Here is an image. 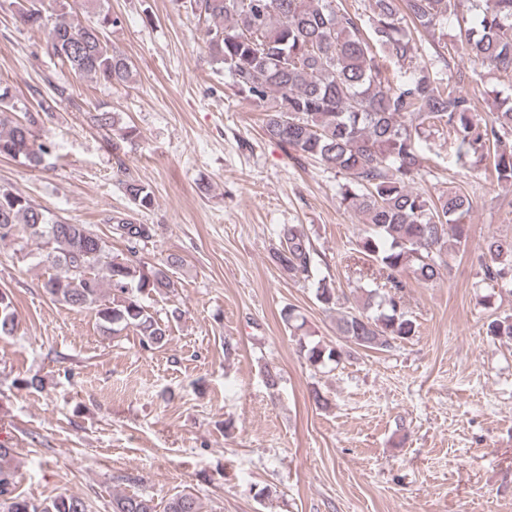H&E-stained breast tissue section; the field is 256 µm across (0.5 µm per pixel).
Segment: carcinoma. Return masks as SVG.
<instances>
[{"mask_svg":"<svg viewBox=\"0 0 512 512\" xmlns=\"http://www.w3.org/2000/svg\"><path fill=\"white\" fill-rule=\"evenodd\" d=\"M96 23L75 18L68 0L46 7L36 0H0L16 22L44 35L49 56L75 73L108 87H124L133 64L108 49L105 30L121 23L104 0H86ZM182 7L205 21L203 39L212 60L232 79L235 94L266 112V135L301 157L345 175L341 204L362 218L365 227L357 252L377 267L384 293L371 290L363 310L340 313L339 336L359 348L383 350L415 333L403 309L406 277L423 282L442 278L443 255L467 242L466 221L472 200L456 186L433 201L413 185L422 177L421 142L448 134L463 166L492 159L497 183L512 185V93L495 92L497 112L482 120L470 89L482 71L512 74V0H369L367 18L336 5V0H182ZM457 29L445 41L448 24ZM438 35L426 60L420 43ZM465 57L469 68L453 69ZM51 102L18 111L7 86L0 85V155L22 157L30 165L45 161L48 149L38 142L41 115ZM93 123L110 131L116 114L97 109ZM123 190L133 211L154 207L150 188L130 179ZM112 235L127 255L114 257L101 236L84 224H71L33 206L0 186V241L20 239L18 252L36 246L53 269L42 288L72 309H92L100 331L111 336L133 329L145 349L166 344L169 323L183 311L175 307L162 319L139 296L167 294L175 288L172 270L181 259L170 255L154 265L138 258L155 236L152 224L129 214L107 218ZM284 244L274 254L291 278L312 282L324 307L339 305L336 286L312 270L309 238L295 224L280 230ZM482 281L512 286V237L488 238L480 257ZM112 299L102 301L103 283ZM16 327L12 297L0 291V335ZM489 333L512 338V315L497 317ZM313 365L337 362L339 347L303 345ZM14 450L0 445V506L3 512H88L78 495H59L40 504L16 492L11 462ZM143 494H117L112 512H157ZM164 512H202L191 493L169 499Z\"/></svg>","mask_w":512,"mask_h":512,"instance_id":"carcinoma-1","label":"carcinoma"}]
</instances>
